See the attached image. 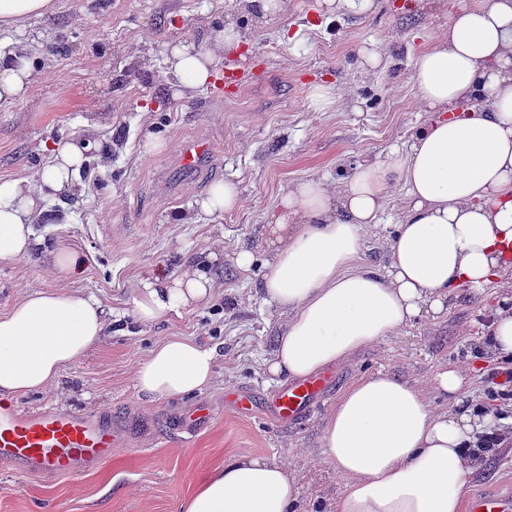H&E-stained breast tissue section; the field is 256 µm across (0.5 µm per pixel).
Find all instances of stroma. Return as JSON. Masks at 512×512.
<instances>
[{"label": "stroma", "mask_w": 512, "mask_h": 512, "mask_svg": "<svg viewBox=\"0 0 512 512\" xmlns=\"http://www.w3.org/2000/svg\"><path fill=\"white\" fill-rule=\"evenodd\" d=\"M466 0H380L371 15L323 16L315 0H286L263 16L247 0H52L45 16L10 32L35 49V76L0 101V178L42 167L52 144L90 142L88 161L62 203L48 205L33 229L39 245L27 258L0 261V315L26 291L61 286L95 296L112 311V327L44 391L17 396L24 408L72 411L110 407L140 427L115 448L102 469L81 476H32L0 466V512H182L197 486L225 460L265 456L293 470L296 512H329L343 482L322 455V427L338 398L376 373L428 388L433 375L457 364L470 369V398L512 425V402L494 396L499 358L487 353L490 324L512 279L481 291L461 288L436 317H424L375 341L333 367L326 397L295 423L282 425L257 410L237 413L224 400L240 389L265 402L283 383L267 364L285 318L264 304L260 284L270 258L269 214L296 182H346L364 162L385 159L425 122L413 81L417 55L448 26ZM236 29L240 48L225 53V69L268 68L267 77L235 94L215 83L174 94L169 49L180 42L212 43ZM380 48L367 68L361 47ZM332 85L326 109L312 103L315 88ZM166 141L148 152L147 138ZM211 140L213 155L198 172L179 161L183 145ZM237 183L241 204L221 215L196 202L219 181ZM408 204L397 190L376 224L361 232L363 264L386 269L388 242ZM62 244L83 255L79 274L51 263ZM255 262L239 268V249ZM194 265L216 282L213 296L191 311L144 324L133 313L141 280ZM171 336L217 348L211 383L191 395L151 399L134 374L151 350ZM201 402L214 411L195 435L180 425ZM512 495V442L480 456L468 496Z\"/></svg>", "instance_id": "obj_1"}]
</instances>
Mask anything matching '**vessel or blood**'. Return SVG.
Masks as SVG:
<instances>
[{"label":"vessel or blood","mask_w":512,"mask_h":512,"mask_svg":"<svg viewBox=\"0 0 512 512\" xmlns=\"http://www.w3.org/2000/svg\"><path fill=\"white\" fill-rule=\"evenodd\" d=\"M333 383L332 377H310L277 391L273 415L281 422L300 419ZM127 433L108 407L89 412L54 407L24 409L0 399V464L41 475L82 474L105 466ZM512 502L496 494L472 498L470 512H506Z\"/></svg>","instance_id":"obj_1"}]
</instances>
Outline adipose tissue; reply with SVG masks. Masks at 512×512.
Returning a JSON list of instances; mask_svg holds the SVG:
<instances>
[{
	"label": "adipose tissue",
	"instance_id": "adipose-tissue-1",
	"mask_svg": "<svg viewBox=\"0 0 512 512\" xmlns=\"http://www.w3.org/2000/svg\"><path fill=\"white\" fill-rule=\"evenodd\" d=\"M237 38L228 28L214 47L174 46L176 88L207 84ZM27 54L24 45L0 51V101L29 83ZM414 82L428 118L406 150L360 166L338 191L319 178L297 183L270 217L275 251L261 294L290 316L272 376L297 381L343 363L413 320L443 313L456 289L512 275V0H466L447 33L416 58ZM84 161L76 144H57L33 179H0V261L31 254L44 201L70 187ZM401 186L410 205L386 272L357 266L362 228ZM212 291V279L196 270L146 279L135 315L166 319ZM108 325L94 297L62 287L26 292L0 315V397L47 389ZM216 363L215 348L174 336L138 366L136 385L152 399L184 397L211 383ZM467 385L465 367L437 371L431 386L448 399L441 413L394 375L347 389L324 428V459L344 481L333 512H462L476 465L468 448L481 421ZM297 496L284 463L242 456L212 472L184 512H294Z\"/></svg>",
	"mask_w": 512,
	"mask_h": 512
}]
</instances>
